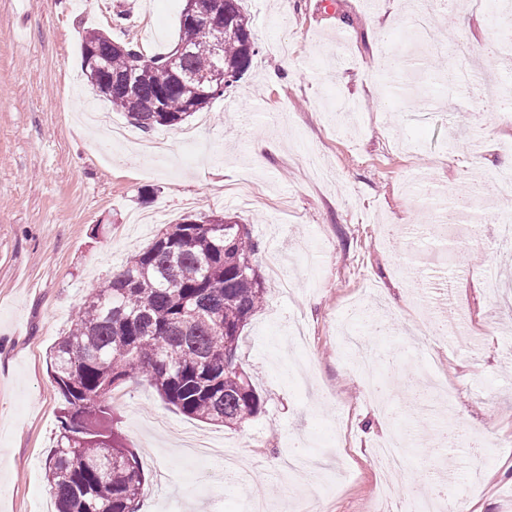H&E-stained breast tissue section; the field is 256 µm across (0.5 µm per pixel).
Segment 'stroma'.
Instances as JSON below:
<instances>
[{
  "instance_id": "stroma-1",
  "label": "stroma",
  "mask_w": 512,
  "mask_h": 512,
  "mask_svg": "<svg viewBox=\"0 0 512 512\" xmlns=\"http://www.w3.org/2000/svg\"><path fill=\"white\" fill-rule=\"evenodd\" d=\"M259 52L246 75L212 100L192 142L179 127L142 131L96 95L81 71L86 31L129 16L148 55L174 46L184 0H0V512H55L45 461L62 397L53 348L74 314L161 225L224 215L248 225L259 270L279 260L293 283L266 280L238 355L262 399L239 428L188 417L135 379L112 404V430L145 476L139 512H243L248 494L223 457L198 465L175 431L223 441L262 486L274 512H370L377 445L403 432L405 480L443 473L467 512H512V251L491 238L433 239L448 200L512 163V111L497 112L440 85L426 46L399 36L416 0H240ZM432 40L474 47L499 32L474 0L430 11ZM345 30L347 56L320 67ZM431 93L402 105L375 77L389 59ZM127 126L110 143L86 112ZM318 148L334 173L314 186L294 153ZM495 276L499 295L483 281ZM470 316L477 338L411 335L415 314ZM438 374L455 388L449 410L405 380ZM319 463L290 480L285 458Z\"/></svg>"
}]
</instances>
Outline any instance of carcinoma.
I'll return each mask as SVG.
<instances>
[{"label":"carcinoma","instance_id":"1","mask_svg":"<svg viewBox=\"0 0 512 512\" xmlns=\"http://www.w3.org/2000/svg\"><path fill=\"white\" fill-rule=\"evenodd\" d=\"M177 42L195 46L183 70L213 66L203 28L180 22ZM90 47L107 62L98 81L139 64L134 90L114 83L106 100L144 131L177 125L210 103L195 85L168 74L165 53L149 57L138 44L96 29L83 38V64ZM257 53L239 0H224V87L211 99L239 82ZM226 221L217 215L165 225L94 289L54 347L62 407L46 478L57 512H139L142 467L105 427L112 419L108 395L133 378L146 380L182 413L225 427L261 412L238 358L241 333L266 296L255 264L259 244L245 224L217 231Z\"/></svg>","mask_w":512,"mask_h":512}]
</instances>
